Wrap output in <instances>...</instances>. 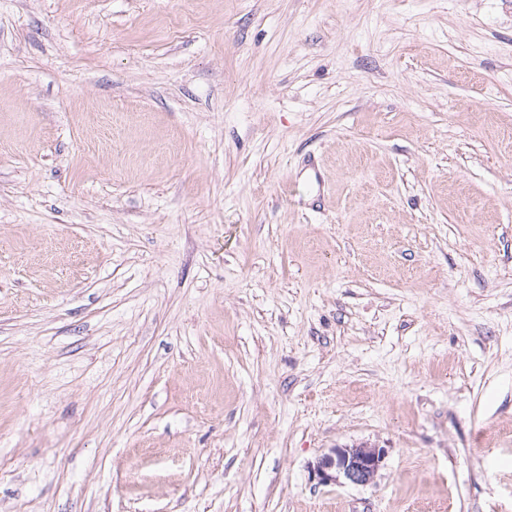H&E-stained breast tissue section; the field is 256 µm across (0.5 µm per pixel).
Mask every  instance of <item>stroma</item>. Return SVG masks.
Returning <instances> with one entry per match:
<instances>
[{
  "label": "stroma",
  "instance_id": "obj_1",
  "mask_svg": "<svg viewBox=\"0 0 512 512\" xmlns=\"http://www.w3.org/2000/svg\"><path fill=\"white\" fill-rule=\"evenodd\" d=\"M0 512H512V0H0ZM386 454L385 448L368 444L333 448L313 465L314 479L324 485L372 484L384 464Z\"/></svg>",
  "mask_w": 512,
  "mask_h": 512
}]
</instances>
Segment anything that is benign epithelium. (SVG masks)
<instances>
[{
	"mask_svg": "<svg viewBox=\"0 0 512 512\" xmlns=\"http://www.w3.org/2000/svg\"><path fill=\"white\" fill-rule=\"evenodd\" d=\"M386 458V450L368 444L334 448L312 467L318 483L366 486L374 482Z\"/></svg>",
	"mask_w": 512,
	"mask_h": 512,
	"instance_id": "1",
	"label": "benign epithelium"
}]
</instances>
